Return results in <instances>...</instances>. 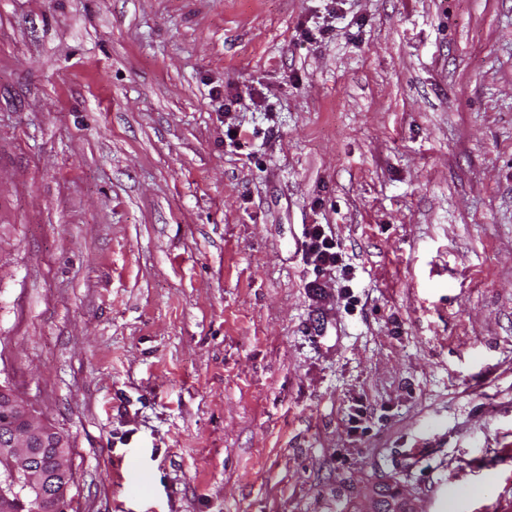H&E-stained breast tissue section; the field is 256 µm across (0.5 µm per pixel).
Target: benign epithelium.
<instances>
[{
	"instance_id": "7a95c632",
	"label": "benign epithelium",
	"mask_w": 512,
	"mask_h": 512,
	"mask_svg": "<svg viewBox=\"0 0 512 512\" xmlns=\"http://www.w3.org/2000/svg\"><path fill=\"white\" fill-rule=\"evenodd\" d=\"M59 449L60 465L54 474L44 473L38 466L43 449ZM65 437L29 411L19 406L18 396L0 386V462L8 465L13 476L24 478L23 489L30 503L40 504L55 496L58 512H64L62 501L67 497L70 469L66 460ZM16 483L0 481V512H18L21 495ZM364 512H416L410 500L401 497H375L369 500Z\"/></svg>"
}]
</instances>
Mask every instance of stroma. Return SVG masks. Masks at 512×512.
Wrapping results in <instances>:
<instances>
[{"mask_svg": "<svg viewBox=\"0 0 512 512\" xmlns=\"http://www.w3.org/2000/svg\"><path fill=\"white\" fill-rule=\"evenodd\" d=\"M0 255L67 512H512V0H0ZM302 258L306 264L313 265V270L336 268L340 261L336 243L332 237L325 235L320 224H310L304 230ZM363 512H417L407 498L394 495L393 497H375L369 500Z\"/></svg>", "mask_w": 512, "mask_h": 512, "instance_id": "stroma-1", "label": "stroma"}]
</instances>
